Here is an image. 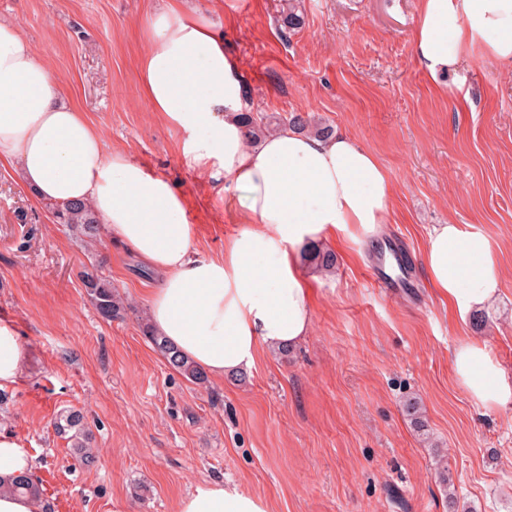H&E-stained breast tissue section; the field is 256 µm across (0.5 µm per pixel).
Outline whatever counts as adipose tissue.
Returning <instances> with one entry per match:
<instances>
[{"instance_id":"ef3b65f1","label":"adipose tissue","mask_w":512,"mask_h":512,"mask_svg":"<svg viewBox=\"0 0 512 512\" xmlns=\"http://www.w3.org/2000/svg\"><path fill=\"white\" fill-rule=\"evenodd\" d=\"M417 14L414 51L430 77L476 60L512 62V0H417ZM139 71L151 111L186 132L183 155L223 182L247 222L227 239L223 257L197 252L181 195L109 148L85 114L61 99L19 28L2 20L0 162L18 170L37 200L88 203L112 238L161 273L148 300L158 335L211 377L251 369L262 351L295 346L310 333L303 248L333 233L354 240L380 234L388 173L347 133L316 138L286 128L250 144L238 119L245 102L237 64L210 19L184 0H167L154 13ZM424 264L431 288L460 316L500 295L495 248L473 226H435ZM25 359L17 329L0 322V387L19 378ZM452 365L475 401L512 406V384L486 345L460 343ZM33 471L17 438L0 431V481ZM179 512H269V505L238 487L203 483Z\"/></svg>"}]
</instances>
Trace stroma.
<instances>
[{"label":"stroma","instance_id":"obj_1","mask_svg":"<svg viewBox=\"0 0 512 512\" xmlns=\"http://www.w3.org/2000/svg\"><path fill=\"white\" fill-rule=\"evenodd\" d=\"M224 33L256 116L311 115L353 135L392 186L382 234L327 237L310 335L268 350L249 371L197 384L173 369L141 319L158 275L98 232L82 246L0 165V320L28 350L0 388V431L34 461L53 512H178L197 485L221 481L271 512H512V407L487 409L458 384L456 346L480 340L512 381V65L482 61L433 83L416 62L415 0H193ZM163 0H0L65 98L184 200L196 247L220 258L242 231L223 183L188 164L180 128L151 112L138 61ZM452 222L493 242L498 301L460 318L428 284L427 233ZM392 243L414 287L390 294L371 268ZM111 282L124 319L97 313L82 274ZM419 407V421L405 412ZM83 414L94 457L75 458L55 423Z\"/></svg>","mask_w":512,"mask_h":512}]
</instances>
